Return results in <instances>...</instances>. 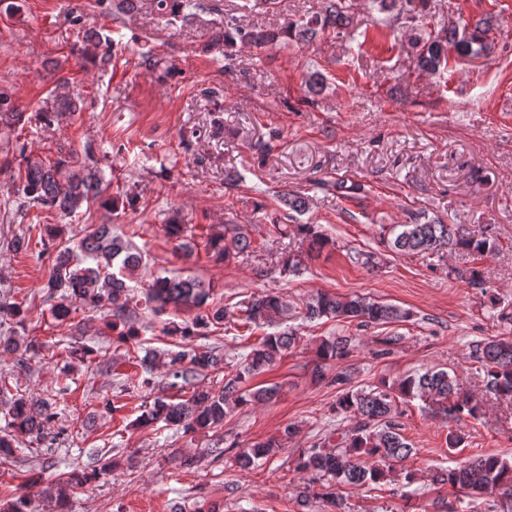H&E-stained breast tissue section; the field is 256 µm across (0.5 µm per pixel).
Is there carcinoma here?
Returning a JSON list of instances; mask_svg holds the SVG:
<instances>
[{
    "mask_svg": "<svg viewBox=\"0 0 512 512\" xmlns=\"http://www.w3.org/2000/svg\"><path fill=\"white\" fill-rule=\"evenodd\" d=\"M156 9L174 22H185L201 11L215 8L209 0H155ZM377 10L392 18L393 12L423 14L428 0H374ZM350 6L347 0H326L324 10L309 16L302 24H287L283 30L247 28L231 18L224 26V59L233 54L227 48L238 43L253 48H265L279 41L286 34L301 41L312 39L331 28L349 21ZM419 45L418 64L429 72H436L448 64V50L461 57L476 58L487 51L485 28L480 25L461 30L453 27L427 38L416 39ZM24 178L19 185L21 199L32 207L55 209L67 214L99 193L101 177L97 171L75 168L67 176L61 171L71 162L59 157L53 163L40 159L24 158ZM286 208L285 218L292 220L308 209V199L297 193H285L280 198ZM168 235L178 241V248L191 251L185 238V225L173 220L167 225ZM63 227L47 228L49 238L57 241L54 265L43 291L56 320L67 319L71 305L79 302L96 310H106L112 317V328L122 325L121 340L137 336L134 327L137 313L132 303L135 296L128 281L138 271L141 254L123 238L112 234V225L100 224L82 238L77 248L58 242ZM388 249L394 253H434L443 249L484 255L495 250L494 242L475 238L464 233L459 224H446L438 218L423 214L410 216L405 224H395L390 230ZM212 256L223 262L233 256L251 253L256 249L247 230L236 227L230 238H209ZM80 250L84 262L75 261V250ZM457 278L474 288H485L482 273L474 268L456 270ZM211 288L195 278L160 276L144 293L145 307L157 313L168 306L196 310L190 321L166 324L165 332L177 336L185 343L196 336H205L210 328L229 321L247 330L271 325L288 316V305L272 294L249 295L237 305V311L209 302ZM334 318L338 321H358L360 326L386 325L398 322L408 313L396 305L371 301L360 296L341 297L325 291L311 296L303 304L302 318ZM296 343L293 333H269L251 348L244 361L235 370L224 373L229 364L224 355L213 347H187L167 353V389L179 394L172 399L163 393L146 405L135 420L136 426L152 427L158 423L174 426L185 434L205 433L224 426L231 406L264 403L276 397L275 386L248 389L244 384L277 361L282 359ZM351 346L349 336H330L317 348L323 361L341 359ZM42 343L35 339L24 345L12 336H0V350L15 355L19 368H32L39 358ZM469 356L479 362L484 372L485 388L497 399L512 403V340L483 339L472 342ZM157 354L146 353L135 360L138 368L134 378L143 386H151L152 372ZM222 375L221 381L211 386H200L202 375ZM314 380L328 381L337 387L335 411L351 422L342 429L310 448L298 451L295 470L308 478L309 484L296 496L301 512L309 509L310 498L320 499L328 507L326 512H345L343 496L339 491L346 486H371L392 476L393 464L417 454V449L401 432L395 422L397 401L419 399L438 409L446 416L467 415L478 418L482 404L460 387L457 376L446 370L427 369L401 377L397 381L381 379L370 388L352 385V375L340 371L329 378L322 367L315 368ZM0 394L10 397L8 422L0 429V464L14 457L16 437L28 438L29 447L41 446L48 438L49 425L58 418L56 402L50 398L11 393L7 383L0 380ZM282 449V441L271 438L255 442L245 448L231 445L232 464L242 471L258 467V461ZM118 466L110 459L100 467L88 471L60 472L46 487L45 493L55 500L57 512H70V497L79 485L95 481ZM437 489L449 486L461 488L476 496L499 495L512 497V459L499 454H485L468 458L453 468L439 467L431 476ZM0 512H36L35 497L27 493L15 494L0 500Z\"/></svg>",
    "mask_w": 512,
    "mask_h": 512,
    "instance_id": "1",
    "label": "carcinoma"
}]
</instances>
